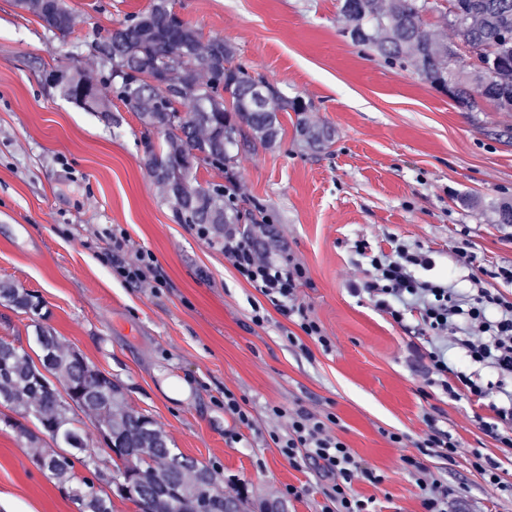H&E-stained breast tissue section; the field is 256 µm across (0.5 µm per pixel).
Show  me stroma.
Here are the masks:
<instances>
[{"mask_svg":"<svg viewBox=\"0 0 512 512\" xmlns=\"http://www.w3.org/2000/svg\"><path fill=\"white\" fill-rule=\"evenodd\" d=\"M74 26L64 37L0 0V280L38 296L44 323L62 350L79 353L119 383L130 410L149 417L170 447L224 476V492L253 504L284 502L288 512H320L326 482L309 463L288 464L271 440L286 434L287 414L334 413L339 436L371 468L382 512H424L392 432L417 439L434 413L459 443L453 459L423 462L455 498V512H512V497L489 487L472 449L512 461L482 431L466 401L427 388L429 336L417 311L403 323L351 286L360 281L355 245L390 250L392 240L433 253L434 275L470 288L481 269L512 265V224L491 206L512 202V112L489 102L459 107L406 61L388 62L344 32L340 0H174V10L203 39L221 37L235 64L288 97L304 114L279 115L275 145L240 152L230 171L199 168L202 186L234 187L238 205L271 233L258 250L302 265L299 299L325 329L330 349L312 339L288 343L292 323L271 312L253 324L259 293L224 258L222 243L180 223L146 168L136 115L102 81L95 38L146 9L150 0H65ZM81 70L109 106L92 112L64 97L51 72ZM331 129L323 151L298 137V119ZM468 227L476 261L455 262ZM123 229L134 248L157 259L160 287L129 284L112 270L103 232ZM36 354L34 317L0 305V337ZM184 381L190 395L171 399L162 381ZM232 392L250 415L237 425L224 411ZM35 420L0 406V512H75L65 488L41 472L37 446L19 427ZM299 496L287 495V487Z\"/></svg>","mask_w":512,"mask_h":512,"instance_id":"1","label":"stroma"}]
</instances>
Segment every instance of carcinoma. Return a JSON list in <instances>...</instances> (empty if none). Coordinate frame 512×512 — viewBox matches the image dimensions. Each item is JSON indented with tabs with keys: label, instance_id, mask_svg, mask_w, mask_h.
Listing matches in <instances>:
<instances>
[{
	"label": "carcinoma",
	"instance_id": "cac0c4a2",
	"mask_svg": "<svg viewBox=\"0 0 512 512\" xmlns=\"http://www.w3.org/2000/svg\"><path fill=\"white\" fill-rule=\"evenodd\" d=\"M50 31L65 37L74 17L65 0H18ZM458 11L445 12L454 42L438 40L426 30L430 0H342L345 32L355 43L375 49L388 61L407 59L421 77L462 107L479 110V100L492 101L501 112H512V0H457ZM475 45L492 49L494 62L485 69H462L457 47ZM178 47L188 60L167 69V82L179 90L178 102L191 110L168 111L167 103L142 77V61L163 66ZM103 67V81L112 94L136 112L145 133L162 131L164 144L145 147V165L165 189L176 218L183 224H206L211 234L224 236V225L240 224L244 215L224 195L220 185L204 188L196 183L199 164L229 169L239 151L257 143L272 146L280 134L278 113L306 111V105L272 85L257 99L256 78L242 66H230L233 45L222 38L206 42L180 20L172 0H150L149 7L130 15L93 46ZM63 94L72 88L94 90L77 71L53 76ZM297 133L313 148L332 140L331 129L298 121ZM23 311H36L37 297L0 282V303ZM36 341L44 359L35 364L29 353L14 341L0 338V405L33 418L57 447L37 459L49 462L46 473L63 487L90 489L100 512H112L110 494L96 484L118 493L112 483L116 474H132L138 512H224V504L247 508L243 497L224 495L221 473L185 456L172 467L177 455L168 440L142 414L128 409L122 388L76 352H63L51 329L35 326ZM61 379L58 389L51 378ZM91 418L113 455L108 466L74 425L75 411ZM92 477L79 478L74 458Z\"/></svg>",
	"mask_w": 512,
	"mask_h": 512
}]
</instances>
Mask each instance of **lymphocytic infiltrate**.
<instances>
[{"label":"lymphocytic infiltrate","instance_id":"f902f5d3","mask_svg":"<svg viewBox=\"0 0 512 512\" xmlns=\"http://www.w3.org/2000/svg\"><path fill=\"white\" fill-rule=\"evenodd\" d=\"M107 238L112 244V266L119 277L142 284L157 279V259L152 253L135 252V261L126 260L132 244L124 230H112ZM223 248L230 265L266 299L265 304L253 306L252 321L256 326L267 322L268 311L273 308L297 327L296 332L287 335L290 344H299L301 337L306 336L322 348H329V337L298 298L305 280L300 265L260 257L253 243L230 226L224 229ZM365 257L364 277L354 285V292L366 294L397 323L402 322L405 308L418 310L425 331L433 339L427 358L434 386L450 398L466 400L480 409L489 408V415L480 413L476 420L502 452L511 456L512 391L499 401H490L493 385L478 377L476 370L484 367L498 376L512 378V296L484 285L485 279L491 278L512 286V266L488 270L486 278H473L471 288L463 291L448 278L416 277V269L429 271L435 266L430 252L423 249L396 241L390 251H369ZM452 348L460 354L459 363L448 360ZM271 412L288 419L287 434L273 438L282 456L295 467L314 462L328 479L322 512H377L375 499L359 495L354 485L361 481L378 486L385 477L364 466L338 437L339 420L335 414L301 410L289 415L278 406L272 407ZM388 439L394 444H413L414 455L404 457L403 463L416 477L425 512H451L447 486L432 477L419 457L433 453L452 458L458 441L434 427L416 441L403 433L389 434Z\"/></svg>","mask_w":512,"mask_h":512}]
</instances>
